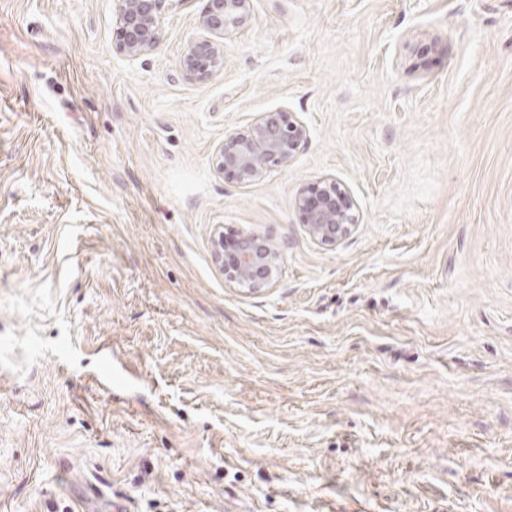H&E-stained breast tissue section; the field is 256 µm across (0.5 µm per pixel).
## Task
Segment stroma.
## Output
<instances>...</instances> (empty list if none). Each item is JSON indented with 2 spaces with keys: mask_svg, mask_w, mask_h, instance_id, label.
<instances>
[{
  "mask_svg": "<svg viewBox=\"0 0 512 512\" xmlns=\"http://www.w3.org/2000/svg\"><path fill=\"white\" fill-rule=\"evenodd\" d=\"M205 6L131 60L114 0H0V512H512V0H251L196 82ZM275 111L297 157L217 175ZM220 226L275 286L225 282ZM308 138L306 125L291 112H266L245 133L224 139L213 166L219 174L256 182L271 167L291 163ZM294 204L307 233L321 245L335 246L355 226L354 202L335 179H322L311 191L296 197ZM216 265L226 281L241 288L273 287L281 274L282 249L272 238L258 234L226 236L218 230L212 239Z\"/></svg>",
  "mask_w": 512,
  "mask_h": 512,
  "instance_id": "35a3bbf8",
  "label": "stroma"
}]
</instances>
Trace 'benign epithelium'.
Listing matches in <instances>:
<instances>
[{
  "mask_svg": "<svg viewBox=\"0 0 512 512\" xmlns=\"http://www.w3.org/2000/svg\"><path fill=\"white\" fill-rule=\"evenodd\" d=\"M166 0H116V23L121 33L115 51L130 59L155 50L162 37L161 14ZM250 0H207L199 18L204 36L186 51L182 73L188 79L208 80L224 67L219 39L244 23ZM308 141L304 122L290 112H266L244 133L224 140L213 166L219 174H231L241 182L261 180L273 166L291 163ZM294 204L309 236L325 246H334L354 227V202L332 178L321 180L300 194ZM216 265L226 281L241 288L273 287L281 274L282 249L273 239L258 234L227 236L219 230L212 239Z\"/></svg>",
  "mask_w": 512,
  "mask_h": 512,
  "instance_id": "obj_1",
  "label": "benign epithelium"
}]
</instances>
